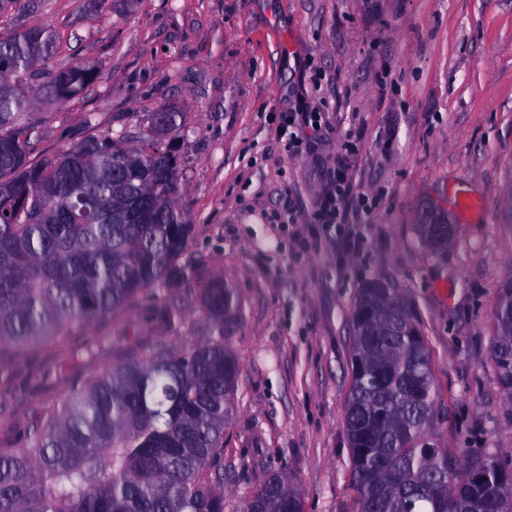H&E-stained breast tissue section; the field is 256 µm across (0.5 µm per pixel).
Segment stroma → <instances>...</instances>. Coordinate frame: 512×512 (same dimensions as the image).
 I'll list each match as a JSON object with an SVG mask.
<instances>
[{
	"instance_id": "obj_1",
	"label": "stroma",
	"mask_w": 512,
	"mask_h": 512,
	"mask_svg": "<svg viewBox=\"0 0 512 512\" xmlns=\"http://www.w3.org/2000/svg\"><path fill=\"white\" fill-rule=\"evenodd\" d=\"M51 26L58 68L89 61L98 82L80 99L42 100L38 152L66 149L85 113L102 127L147 131L167 106L182 164L178 206L194 227L183 265L223 277L240 304L231 348L240 363L224 428V512L273 473L302 512H354L345 413L355 295L368 280L401 288L425 337L436 390L428 440L456 462L512 458V408L491 353L500 283L512 278V0H42L0 31ZM328 113L296 157L269 127L299 100ZM358 250L325 242L302 252L273 224L282 193L309 215L346 135ZM479 196L469 219L449 191ZM436 207L454 227L446 252L419 242L416 215ZM43 384L0 400V445L15 444L34 411L62 398L69 372L56 349L29 348Z\"/></svg>"
}]
</instances>
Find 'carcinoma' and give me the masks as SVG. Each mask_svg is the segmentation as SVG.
Instances as JSON below:
<instances>
[{
  "label": "carcinoma",
  "mask_w": 512,
  "mask_h": 512,
  "mask_svg": "<svg viewBox=\"0 0 512 512\" xmlns=\"http://www.w3.org/2000/svg\"><path fill=\"white\" fill-rule=\"evenodd\" d=\"M34 13L35 0H0V15ZM58 34L43 24L0 35V390L12 388L29 346L53 342L62 358L112 367L71 376L43 403L14 448H0V512H224V425L239 364L228 342L239 302L224 280L178 264L193 231L178 207V159L167 132L184 115L155 113L157 133L100 130L97 115L64 151L33 161L42 136L39 99L70 101L99 79L91 62L49 69ZM430 252L448 235L425 236ZM199 287L207 334L186 339L172 287ZM144 315L158 336H125L119 315ZM401 292L376 280L353 309L346 433L356 512H512V474L493 456L461 467L427 452L435 407L429 353ZM491 340L497 382L512 401V281L502 282ZM111 336H86L91 324ZM483 472L468 485L461 476ZM244 512H302L284 478L268 479Z\"/></svg>",
  "instance_id": "carcinoma-1"
}]
</instances>
